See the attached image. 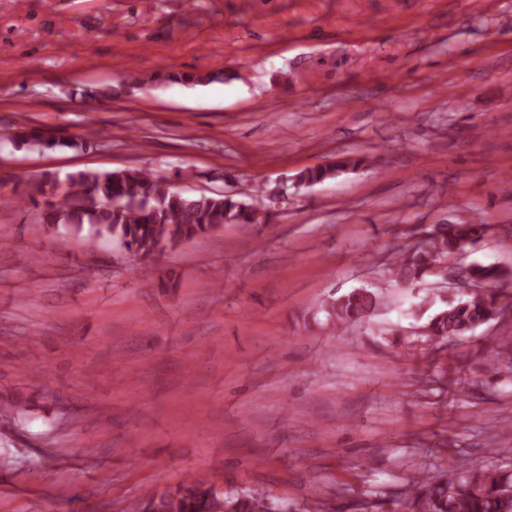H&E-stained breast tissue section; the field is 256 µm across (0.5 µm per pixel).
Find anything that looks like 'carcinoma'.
<instances>
[{
    "label": "carcinoma",
    "mask_w": 512,
    "mask_h": 512,
    "mask_svg": "<svg viewBox=\"0 0 512 512\" xmlns=\"http://www.w3.org/2000/svg\"><path fill=\"white\" fill-rule=\"evenodd\" d=\"M362 158L345 159L328 165L305 168L293 175L292 182L311 186L350 166L358 167ZM46 196V224H57L66 214L65 228L86 233V242L94 247L102 239L110 240L144 259L156 252L208 235L226 224L270 223L269 212L229 195H187L172 188L145 168L99 172L80 171L65 181L47 176L8 202L23 203L33 194ZM484 224H443L422 242L396 252L389 268L391 278L413 288L422 283L429 271L451 257L466 252L483 238ZM466 279L476 285L497 284L509 279L507 272L491 265L473 264ZM381 305L380 295L371 288H355L324 308L334 325L361 322ZM434 314L422 325L417 336L396 340V348L407 353L422 342L439 343L462 337L492 320L507 317L508 306L500 304L495 289L463 293L460 298L433 297L411 308V316ZM235 504L236 512H275L279 503L266 496L243 490L218 493L205 478L192 477L172 490L147 492L132 504L133 512H225L224 504ZM400 512H512V473L503 464L460 465L444 472L420 473L399 499Z\"/></svg>",
    "instance_id": "cac0c4a2"
}]
</instances>
